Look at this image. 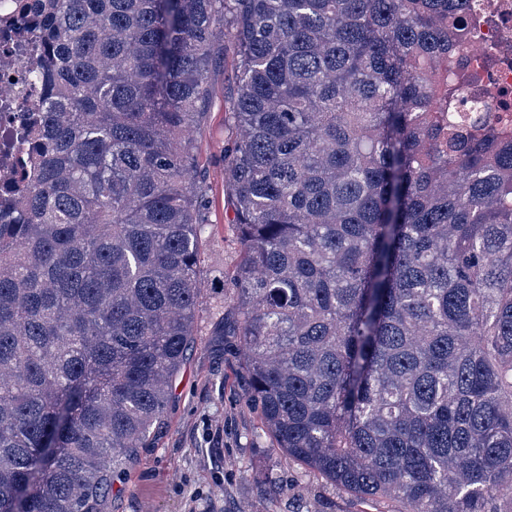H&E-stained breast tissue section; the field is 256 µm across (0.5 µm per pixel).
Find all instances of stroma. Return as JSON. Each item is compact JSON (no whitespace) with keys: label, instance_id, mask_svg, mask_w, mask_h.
I'll return each mask as SVG.
<instances>
[{"label":"stroma","instance_id":"35a3bbf8","mask_svg":"<svg viewBox=\"0 0 512 512\" xmlns=\"http://www.w3.org/2000/svg\"><path fill=\"white\" fill-rule=\"evenodd\" d=\"M237 58L225 51L208 72L211 100L198 137L210 222L201 258L205 281L193 343L173 384L165 425L114 481L107 512H357L353 498L271 449L242 400L241 360L224 349L234 298L224 277L241 259L224 192L225 105L237 89Z\"/></svg>","mask_w":512,"mask_h":512}]
</instances>
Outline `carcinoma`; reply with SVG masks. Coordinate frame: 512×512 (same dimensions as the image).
Returning a JSON list of instances; mask_svg holds the SVG:
<instances>
[{"instance_id":"obj_1","label":"carcinoma","mask_w":512,"mask_h":512,"mask_svg":"<svg viewBox=\"0 0 512 512\" xmlns=\"http://www.w3.org/2000/svg\"><path fill=\"white\" fill-rule=\"evenodd\" d=\"M0 223V512H101L194 336V133L236 49L232 335L273 450L398 512H512V138L445 114L470 0H31ZM28 0L0 4V222L11 215L16 197L26 189L30 165L29 130L41 117L43 88L34 77L41 46L29 13L20 8ZM14 77V81H11ZM28 145V152L24 149Z\"/></svg>"}]
</instances>
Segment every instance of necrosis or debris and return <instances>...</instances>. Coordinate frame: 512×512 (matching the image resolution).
<instances>
[{
	"mask_svg": "<svg viewBox=\"0 0 512 512\" xmlns=\"http://www.w3.org/2000/svg\"><path fill=\"white\" fill-rule=\"evenodd\" d=\"M23 0H0V222L26 189V147L37 127L43 88L34 72L41 46ZM469 52L458 59L472 78L457 98L456 121L512 136V0H472L463 21Z\"/></svg>",
	"mask_w": 512,
	"mask_h": 512,
	"instance_id": "necrosis-or-debris-1",
	"label": "necrosis or debris"
}]
</instances>
